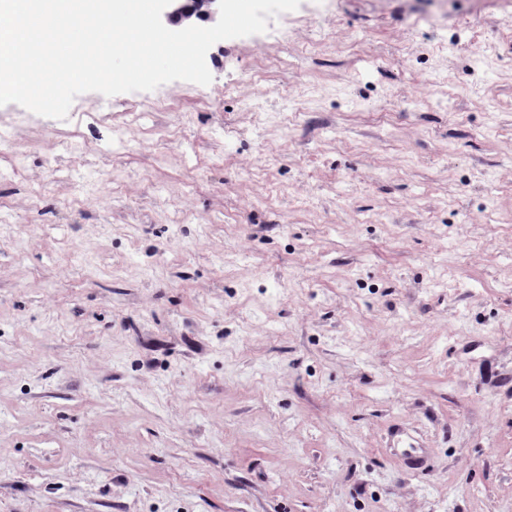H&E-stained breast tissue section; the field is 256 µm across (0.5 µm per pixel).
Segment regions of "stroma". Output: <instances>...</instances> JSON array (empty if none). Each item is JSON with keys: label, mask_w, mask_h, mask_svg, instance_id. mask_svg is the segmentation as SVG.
Masks as SVG:
<instances>
[{"label": "stroma", "mask_w": 512, "mask_h": 512, "mask_svg": "<svg viewBox=\"0 0 512 512\" xmlns=\"http://www.w3.org/2000/svg\"><path fill=\"white\" fill-rule=\"evenodd\" d=\"M206 64L0 177V512H512V0H301Z\"/></svg>", "instance_id": "1"}]
</instances>
